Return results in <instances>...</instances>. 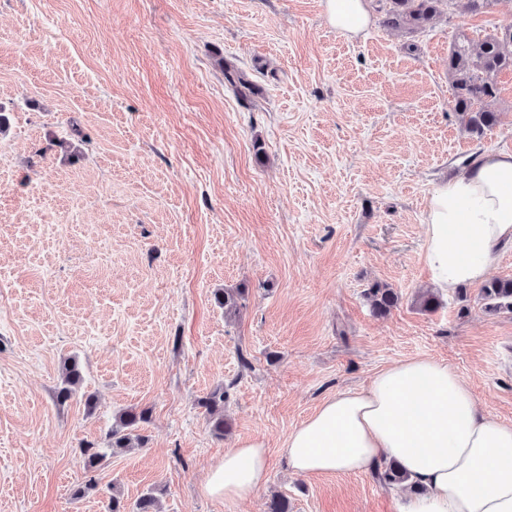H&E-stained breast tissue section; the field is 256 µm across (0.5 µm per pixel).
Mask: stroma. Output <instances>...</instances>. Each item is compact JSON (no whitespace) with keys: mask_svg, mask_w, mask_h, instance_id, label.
Masks as SVG:
<instances>
[{"mask_svg":"<svg viewBox=\"0 0 512 512\" xmlns=\"http://www.w3.org/2000/svg\"><path fill=\"white\" fill-rule=\"evenodd\" d=\"M367 4L371 26L348 39L324 0H0V512H109L116 491L130 507L153 493L160 512H266L275 494L293 512H399L404 485L294 474L283 443L410 357L448 363L512 423V314H484L476 284L416 305L428 196L512 151V71L478 139L448 50L512 24V0L414 34ZM375 282L399 295L384 317L364 296ZM227 288L245 291L232 316L213 301ZM72 358L84 382L61 403ZM219 387L221 438L202 405ZM128 409L149 411L146 443L75 497L82 444ZM248 438L267 446L266 487L205 495Z\"/></svg>","mask_w":512,"mask_h":512,"instance_id":"obj_1","label":"stroma"}]
</instances>
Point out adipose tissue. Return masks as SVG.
Masks as SVG:
<instances>
[{
  "instance_id": "ef3b65f1",
  "label": "adipose tissue",
  "mask_w": 512,
  "mask_h": 512,
  "mask_svg": "<svg viewBox=\"0 0 512 512\" xmlns=\"http://www.w3.org/2000/svg\"><path fill=\"white\" fill-rule=\"evenodd\" d=\"M336 32L371 25L366 0H324ZM424 260L451 292L484 281L512 244V152L488 153L438 184L426 202ZM301 475H357L395 462L416 485L399 512H512V423L484 413L447 363L411 357L380 370L368 386L325 399L283 444ZM263 440L243 439L210 468L208 496L244 499L267 482Z\"/></svg>"
}]
</instances>
